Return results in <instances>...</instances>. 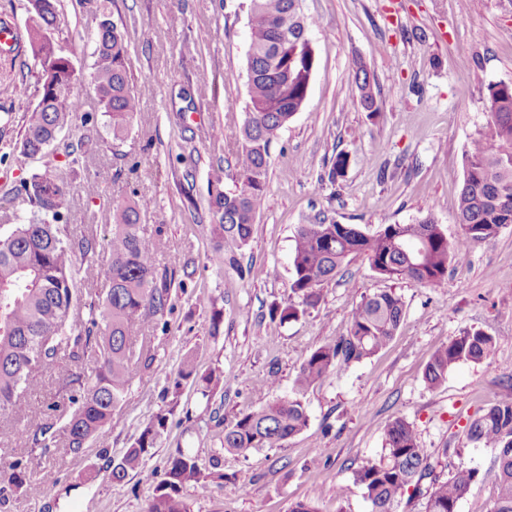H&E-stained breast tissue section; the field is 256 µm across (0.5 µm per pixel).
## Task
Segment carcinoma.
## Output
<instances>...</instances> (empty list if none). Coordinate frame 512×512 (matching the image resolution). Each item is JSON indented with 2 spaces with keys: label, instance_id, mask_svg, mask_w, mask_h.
<instances>
[{
  "label": "carcinoma",
  "instance_id": "obj_1",
  "mask_svg": "<svg viewBox=\"0 0 512 512\" xmlns=\"http://www.w3.org/2000/svg\"><path fill=\"white\" fill-rule=\"evenodd\" d=\"M29 4L27 32L40 76L37 102L16 143L23 156L43 152L58 132L84 112L76 90L79 74L55 44L56 0H29ZM109 4L111 0H85L97 20L90 80L97 96L95 111L109 117L112 140L120 141L140 108L128 69L129 37L112 21ZM248 25L249 103L243 123L229 129L241 143L235 185L224 189L220 174L208 181V207L217 218L210 227L215 240L211 261L235 268L242 278L250 270L242 267L237 254L248 246L265 202L271 144L304 105L315 67V50L308 37L312 21L303 11L302 0H249ZM354 83L362 107L377 111L374 78L360 60L354 62ZM483 108L488 124L465 153L456 210L461 234L456 240L448 241L430 214L409 224H386L372 233L324 218L301 224L294 236L291 282L298 301L273 309L271 315L282 322L298 319L318 303L320 286L335 278L348 258L358 255L385 280L409 279L438 287L446 278L448 262L465 247L492 241L501 226L512 224V84L489 85ZM76 151L74 145L66 146L68 165L21 181L19 193L31 206L30 214L9 234L0 235V413L19 414L22 393L33 372L66 373L71 390L62 431L74 453L112 425L139 367L133 326L155 327L172 310L171 286L179 264L175 259L171 266L158 268L155 256L166 250L161 233L144 236L136 205L117 204L107 240L110 261L103 270L109 285L106 296L100 300L78 288V265L95 255L96 241L74 236L65 226ZM348 163L347 155H336L328 171L330 184L344 175ZM403 318L404 302L395 291L365 296L352 311L350 335L311 351L290 395L225 425L223 449L241 453L249 448L283 447L308 425L304 394L339 367L376 355L396 335ZM493 348L492 337L478 330L461 332L432 354L424 370L426 385H441L459 363H479ZM88 358L95 363L93 375L72 370L73 364ZM189 379L209 385L212 375H198L187 356L175 385ZM166 424V415L160 414L143 429L112 467V481L119 483L144 466ZM466 431L470 441L496 450L493 512H512V397L469 419ZM14 439L45 455L54 435L49 426H23L15 430ZM0 473L5 475L0 480L2 507L28 484L30 470L16 459ZM211 478L213 473L198 456L178 450L155 486L146 512H188L179 496L182 487L193 484L206 491ZM476 478L477 472L462 463L443 465L432 459L421 448L412 425L400 417L387 425L379 458L353 474L369 512H398L410 489L423 499V512H458Z\"/></svg>",
  "mask_w": 512,
  "mask_h": 512
}]
</instances>
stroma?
<instances>
[{
	"label": "stroma",
	"instance_id": "1",
	"mask_svg": "<svg viewBox=\"0 0 512 512\" xmlns=\"http://www.w3.org/2000/svg\"><path fill=\"white\" fill-rule=\"evenodd\" d=\"M249 0H112L115 23L130 35L129 70L140 114L125 138L113 141L104 124L76 118L44 154L15 149L35 97L16 94L35 84L30 48L19 59L0 53V233L29 204L23 179L55 171L65 144L83 143L67 227L99 242L83 270L87 290L106 293L102 269L112 230V205L134 201L145 235L162 234L189 277L173 288L165 324L150 329L152 359L140 368L104 430L80 453L57 439L50 454L14 442L15 421L60 427L69 390L61 375L37 374L19 419L0 417V461L26 459L32 479L8 512H144L168 458L191 449L201 461L218 458L219 477L207 493L181 489L189 512H289L314 500L318 512H368L353 473L381 453L386 425L412 423L422 448L447 463L478 472L458 512H492L496 451L468 440L469 418L512 395V226L473 244L451 260L440 287L390 282L365 257L345 263L325 283L318 304L299 319L280 322L270 311L293 301L292 253L298 225L320 216L367 232L432 214L448 239L460 227L456 206L464 156L486 127L482 100L491 83H512V0H303L316 66L306 101L271 147L265 203L241 256L249 276L210 260L212 215L208 179L224 170L233 188L239 150L230 138L213 141L216 126L241 122L248 96ZM179 14L181 23L169 22ZM97 24L80 0H60L55 38L76 70L89 74ZM375 78L376 111H366L353 85V62ZM478 68L473 80L461 63ZM209 95L198 98L199 85ZM349 165L335 187H319L337 153ZM99 197L88 199L83 179ZM394 289L403 322L375 356L341 366L306 395L309 424L281 448L242 453L222 447L224 425L242 413L288 396L310 352L348 335L362 298ZM221 311L213 327V311ZM465 330L493 337L479 363L459 364L439 387L423 378L431 354ZM213 373L208 392L176 383L185 357ZM166 429L146 465L123 482L110 480L115 463L156 415Z\"/></svg>",
	"mask_w": 512,
	"mask_h": 512
}]
</instances>
